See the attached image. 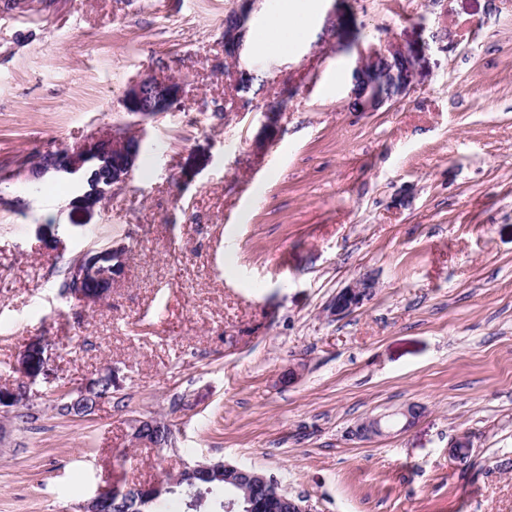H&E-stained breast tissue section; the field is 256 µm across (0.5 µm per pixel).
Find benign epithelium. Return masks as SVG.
<instances>
[{
    "label": "benign epithelium",
    "instance_id": "7a95c632",
    "mask_svg": "<svg viewBox=\"0 0 512 512\" xmlns=\"http://www.w3.org/2000/svg\"><path fill=\"white\" fill-rule=\"evenodd\" d=\"M230 14L225 24L224 47L231 55L243 49L247 23L250 17L248 4ZM421 68L420 56L410 48L389 42L381 47L370 46L359 52L351 70L349 100L357 103L356 112H377L388 103L395 102L410 93L414 79ZM183 93L182 83L177 80H158L145 77L130 84L123 93L125 112L137 118L133 125H115L112 132L92 138L69 150L47 151L30 162L27 172L32 178L48 173L59 178H71L80 187L79 194L71 201L75 211H86L110 199L115 188L130 179L140 156V148L146 135L145 121L169 112L179 104ZM123 247L109 248L106 252L85 255L70 269L74 284L72 294L86 305H94L106 297L112 289V280L122 264ZM375 283L369 277L359 279L340 289L328 306V313L344 317L365 302L374 293ZM72 396L69 406L72 413L80 416L93 411L104 399L99 394V382L93 380L79 389L68 390ZM27 382L21 381L10 392L0 391V405L26 402ZM422 416L421 407L411 404L397 413V417H368L356 427V436L364 439L380 436L385 429L396 423L408 428ZM153 427L149 419L133 424L132 438L144 447L159 448L161 444L144 436ZM224 477V483L248 482L251 486L265 484L267 476L259 471L241 468L222 461L210 465H186L170 482L196 486L200 478ZM112 495L99 488L95 494L78 505V512H109ZM245 512H311L304 501L287 499H260L250 493L244 497Z\"/></svg>",
    "mask_w": 512,
    "mask_h": 512
}]
</instances>
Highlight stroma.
<instances>
[{
  "instance_id": "stroma-1",
  "label": "stroma",
  "mask_w": 512,
  "mask_h": 512,
  "mask_svg": "<svg viewBox=\"0 0 512 512\" xmlns=\"http://www.w3.org/2000/svg\"><path fill=\"white\" fill-rule=\"evenodd\" d=\"M240 5L0 0V388L43 351L28 405L0 416V512H77L205 459L312 512H512V0H295L304 41L234 59ZM389 42L418 50L414 90L351 111L358 49ZM147 75L183 83L181 105L147 122L112 200L73 215L75 185L30 181L29 159L128 122ZM111 246L108 298L61 293ZM363 275L373 299L328 317ZM100 376L90 416L59 415L54 387ZM411 403L413 426L355 437ZM144 418L168 447L132 442ZM243 1L246 5L230 14L231 21L226 23L224 28V47L231 55H239L243 49L251 11L247 5L255 0Z\"/></svg>"
}]
</instances>
